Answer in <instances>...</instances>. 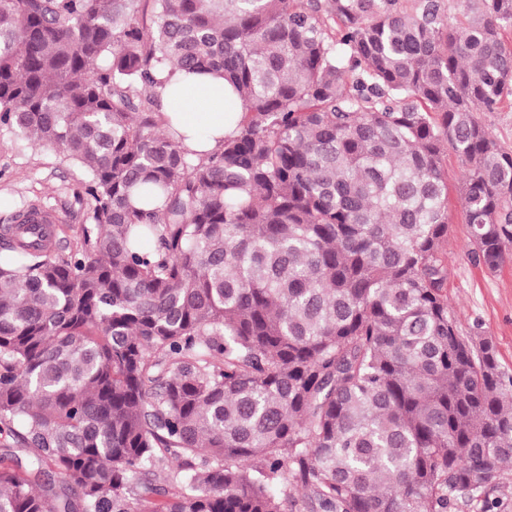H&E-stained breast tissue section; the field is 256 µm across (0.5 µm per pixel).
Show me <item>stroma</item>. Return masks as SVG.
Instances as JSON below:
<instances>
[{"label":"stroma","instance_id":"1","mask_svg":"<svg viewBox=\"0 0 512 512\" xmlns=\"http://www.w3.org/2000/svg\"><path fill=\"white\" fill-rule=\"evenodd\" d=\"M467 166L456 153L448 155V308L459 336L492 341L501 371L512 376V259L496 269L476 262L470 227L465 221L460 189ZM87 180L85 169L64 160L53 147L35 144L0 124V225L13 223L21 205L53 213L56 243L75 242L87 208L77 194Z\"/></svg>","mask_w":512,"mask_h":512}]
</instances>
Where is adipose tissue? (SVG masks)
I'll list each match as a JSON object with an SVG mask.
<instances>
[{
  "mask_svg": "<svg viewBox=\"0 0 512 512\" xmlns=\"http://www.w3.org/2000/svg\"><path fill=\"white\" fill-rule=\"evenodd\" d=\"M159 125L183 135V143L199 157L218 149L235 131L240 113L229 111L225 82L211 75L175 73L162 91Z\"/></svg>",
  "mask_w": 512,
  "mask_h": 512,
  "instance_id": "adipose-tissue-1",
  "label": "adipose tissue"
}]
</instances>
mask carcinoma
Masks as SVG:
<instances>
[{
    "label": "carcinoma",
    "mask_w": 512,
    "mask_h": 512,
    "mask_svg": "<svg viewBox=\"0 0 512 512\" xmlns=\"http://www.w3.org/2000/svg\"><path fill=\"white\" fill-rule=\"evenodd\" d=\"M140 2L0 0V124L89 196L68 252L0 226V512H490L512 377L448 309L445 150L494 270L512 0ZM170 67L242 112L207 158L157 123ZM475 117L502 146L512 150V100L504 101L494 112H477Z\"/></svg>",
    "instance_id": "obj_1"
}]
</instances>
